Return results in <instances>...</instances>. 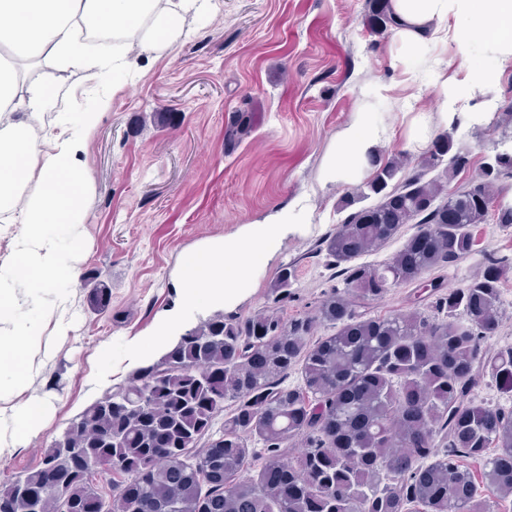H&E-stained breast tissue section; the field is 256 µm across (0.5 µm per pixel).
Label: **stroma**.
Returning a JSON list of instances; mask_svg holds the SVG:
<instances>
[{
	"instance_id": "obj_1",
	"label": "stroma",
	"mask_w": 512,
	"mask_h": 512,
	"mask_svg": "<svg viewBox=\"0 0 512 512\" xmlns=\"http://www.w3.org/2000/svg\"><path fill=\"white\" fill-rule=\"evenodd\" d=\"M366 11L367 0H217L211 12L188 17L177 42L139 53L130 76L81 73L56 85L58 101L40 117L46 132L100 98L108 106L79 155L94 202L76 256L72 329L67 339L47 342L42 430L0 460V479L37 467L44 448L102 396L106 385L96 380L102 365L112 368L109 383L128 379L136 368L129 347L173 305L185 251L233 236L302 197L312 232L288 236L263 264L255 288L224 314L247 318L268 309L269 285L286 266L294 280L291 298L279 307L284 318L314 312L340 285L320 249L343 220L338 204L351 190L319 181L337 135L356 112H375L389 128L381 155L404 154L416 168L422 151L405 147L411 120L438 111L444 80L468 74L449 40L435 45L440 68L405 63L392 33L366 27ZM509 104L512 61L470 103V111L489 113V120L450 129L472 161L456 184L512 142V123L499 121ZM244 112L253 117L251 133L226 144L225 128ZM96 282L111 290L102 312L87 303Z\"/></svg>"
}]
</instances>
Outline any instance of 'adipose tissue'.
I'll return each instance as SVG.
<instances>
[{"mask_svg": "<svg viewBox=\"0 0 512 512\" xmlns=\"http://www.w3.org/2000/svg\"><path fill=\"white\" fill-rule=\"evenodd\" d=\"M210 0H0V238L10 254L0 260V457L26 446L43 426L46 405L39 392L43 338L70 332V290L81 244L77 232L93 202V191L78 155L100 119L99 112L64 117L48 135L40 116L50 104L47 79L13 78L12 65L43 58L59 73L98 77L129 71L123 45L111 61L89 53L83 30L145 31L142 48L166 46L179 38L186 16ZM399 25L394 38L403 58L431 57L442 23L455 20L456 52L471 65L467 82L450 86L436 115L422 114L409 126L406 146L428 142L433 123L456 118L480 123L479 112L456 114L457 102L491 85L497 64L512 59V0H389ZM25 119H15V112ZM388 136L372 113H357L336 140L320 170L323 184L363 179L367 161ZM310 226L305 206L276 208L244 226L237 241L212 240L187 252L177 280L178 304L160 316L129 348L144 363L178 343L191 310L229 307L255 286L258 266L290 235Z\"/></svg>", "mask_w": 512, "mask_h": 512, "instance_id": "adipose-tissue-1", "label": "adipose tissue"}]
</instances>
